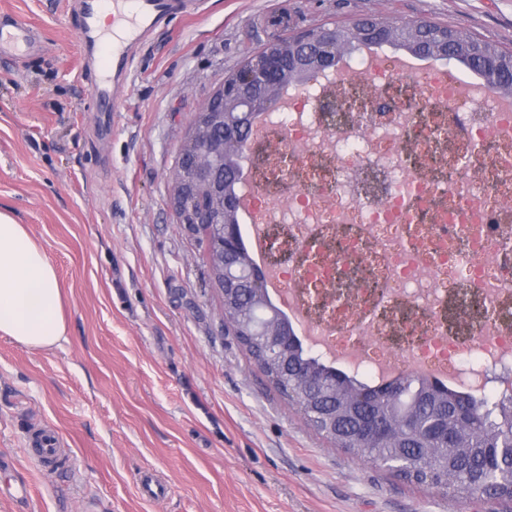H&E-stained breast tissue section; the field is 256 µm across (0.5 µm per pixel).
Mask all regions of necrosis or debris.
Instances as JSON below:
<instances>
[{
  "instance_id": "1",
  "label": "necrosis or debris",
  "mask_w": 512,
  "mask_h": 512,
  "mask_svg": "<svg viewBox=\"0 0 512 512\" xmlns=\"http://www.w3.org/2000/svg\"><path fill=\"white\" fill-rule=\"evenodd\" d=\"M417 70L362 58L289 93L244 146L245 220L324 357L483 396L485 371L512 370V102Z\"/></svg>"
}]
</instances>
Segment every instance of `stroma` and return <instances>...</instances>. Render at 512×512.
<instances>
[{
    "label": "stroma",
    "instance_id": "stroma-1",
    "mask_svg": "<svg viewBox=\"0 0 512 512\" xmlns=\"http://www.w3.org/2000/svg\"><path fill=\"white\" fill-rule=\"evenodd\" d=\"M3 14L41 50L0 62V207L46 249L67 332L42 350L0 337V512H505L316 434L226 328L170 195L191 122L248 51L373 16L512 49V0H207L139 47L115 112L88 109L66 0H0ZM147 475L164 499L143 496Z\"/></svg>",
    "mask_w": 512,
    "mask_h": 512
}]
</instances>
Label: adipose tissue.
Segmentation results:
<instances>
[{"label":"adipose tissue","mask_w":512,"mask_h":512,"mask_svg":"<svg viewBox=\"0 0 512 512\" xmlns=\"http://www.w3.org/2000/svg\"><path fill=\"white\" fill-rule=\"evenodd\" d=\"M58 277L45 248L0 210V337L47 349L66 334Z\"/></svg>","instance_id":"1"}]
</instances>
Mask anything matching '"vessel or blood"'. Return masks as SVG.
Wrapping results in <instances>:
<instances>
[{
  "label": "vessel or blood",
  "instance_id": "vessel-or-blood-1",
  "mask_svg": "<svg viewBox=\"0 0 512 512\" xmlns=\"http://www.w3.org/2000/svg\"><path fill=\"white\" fill-rule=\"evenodd\" d=\"M201 0H71L69 7L79 19L81 46L96 48L99 58L87 59L85 68L96 69L92 98L101 110L118 109L134 59L135 50L170 16L192 17L199 13ZM111 13L119 30L105 37L100 25L104 13ZM38 48L34 28L16 18L0 23V61L20 63Z\"/></svg>",
  "mask_w": 512,
  "mask_h": 512
}]
</instances>
